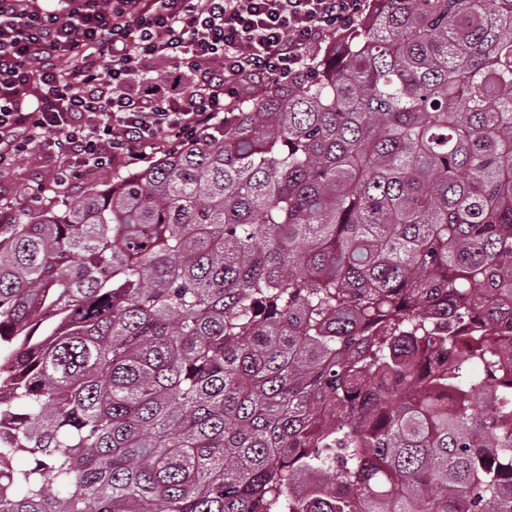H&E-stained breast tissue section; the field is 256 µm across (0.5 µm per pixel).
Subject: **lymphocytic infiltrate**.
<instances>
[{"label": "lymphocytic infiltrate", "instance_id": "f902f5d3", "mask_svg": "<svg viewBox=\"0 0 512 512\" xmlns=\"http://www.w3.org/2000/svg\"><path fill=\"white\" fill-rule=\"evenodd\" d=\"M367 0H0V175L129 167L223 126L309 69Z\"/></svg>", "mask_w": 512, "mask_h": 512}]
</instances>
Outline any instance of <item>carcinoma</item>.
I'll return each instance as SVG.
<instances>
[{
	"mask_svg": "<svg viewBox=\"0 0 512 512\" xmlns=\"http://www.w3.org/2000/svg\"><path fill=\"white\" fill-rule=\"evenodd\" d=\"M373 2L223 130L0 224V512H512V0Z\"/></svg>",
	"mask_w": 512,
	"mask_h": 512,
	"instance_id": "1",
	"label": "carcinoma"
}]
</instances>
